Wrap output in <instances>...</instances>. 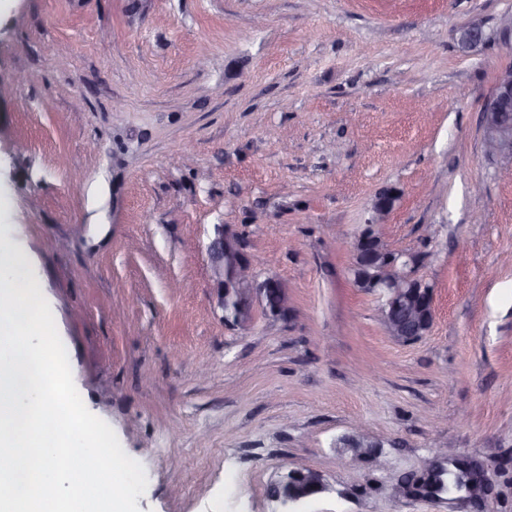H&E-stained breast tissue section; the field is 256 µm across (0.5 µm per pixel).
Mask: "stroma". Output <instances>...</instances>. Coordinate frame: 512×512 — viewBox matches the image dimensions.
<instances>
[{
	"label": "stroma",
	"instance_id": "1",
	"mask_svg": "<svg viewBox=\"0 0 512 512\" xmlns=\"http://www.w3.org/2000/svg\"><path fill=\"white\" fill-rule=\"evenodd\" d=\"M512 0H0V222L86 408L138 461L141 512H471L400 493L441 450L512 512V180L482 109ZM483 30L469 47L461 34ZM423 253L426 336H389L350 247ZM227 224L287 317L224 322ZM384 467L343 444L356 427ZM277 486L276 497L285 504H296L325 491L322 476L313 470H293Z\"/></svg>",
	"mask_w": 512,
	"mask_h": 512
}]
</instances>
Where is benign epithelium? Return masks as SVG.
<instances>
[{
	"label": "benign epithelium",
	"mask_w": 512,
	"mask_h": 512,
	"mask_svg": "<svg viewBox=\"0 0 512 512\" xmlns=\"http://www.w3.org/2000/svg\"><path fill=\"white\" fill-rule=\"evenodd\" d=\"M483 139L487 152L499 159L502 171L512 176V69L501 72L493 91L483 108ZM370 222L355 235L352 243L354 263L353 283L361 291L384 300L381 319L386 330L396 340L413 342L425 336L433 323V286L418 275L422 264L417 252L396 251L382 240L378 227L385 223L390 208L375 200L371 206ZM214 290L221 307L234 304V317L228 322L244 326L253 317L255 306H263V296L269 286L278 289V306L267 312L272 317L288 315L290 296L288 287L275 277L261 281L255 271L256 261L244 251L238 235L219 224L209 242ZM348 447L383 464L375 451L377 444L357 431L348 438ZM461 458L443 454L430 460L423 477L405 487L409 493L428 494V479L443 470L447 463L456 464ZM322 476L313 470H293L277 484V498L286 504H296L324 492Z\"/></svg>",
	"instance_id": "obj_1"
}]
</instances>
